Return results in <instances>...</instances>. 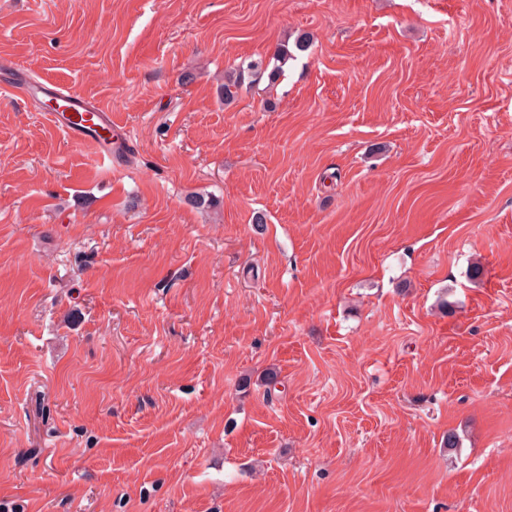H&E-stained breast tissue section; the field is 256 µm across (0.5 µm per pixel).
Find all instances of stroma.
Instances as JSON below:
<instances>
[{"label":"stroma","instance_id":"1","mask_svg":"<svg viewBox=\"0 0 512 512\" xmlns=\"http://www.w3.org/2000/svg\"><path fill=\"white\" fill-rule=\"evenodd\" d=\"M1 56L131 150L0 85V504L512 512V0H0ZM310 44V37L301 35L291 48L288 42L281 44L268 60H244L225 72L224 83L219 89L224 104H231L244 88L258 87L263 80L267 82V87H273L283 75V67L288 60L294 59L298 53L306 52ZM0 83L24 101L46 105L48 109L41 112H48L52 123L73 142L94 146L111 168L126 149L125 127L96 100L55 83L33 80L9 59L0 60Z\"/></svg>","mask_w":512,"mask_h":512}]
</instances>
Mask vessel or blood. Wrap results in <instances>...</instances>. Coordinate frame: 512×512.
Returning <instances> with one entry per match:
<instances>
[{
    "instance_id": "b4317fda",
    "label": "vessel or blood",
    "mask_w": 512,
    "mask_h": 512,
    "mask_svg": "<svg viewBox=\"0 0 512 512\" xmlns=\"http://www.w3.org/2000/svg\"><path fill=\"white\" fill-rule=\"evenodd\" d=\"M0 84L25 101L46 105L49 118L76 143L95 147L108 163L117 162L125 149L127 132L110 109L61 85L28 77L15 62L0 60Z\"/></svg>"
}]
</instances>
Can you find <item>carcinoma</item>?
<instances>
[{"label": "carcinoma", "instance_id": "carcinoma-1", "mask_svg": "<svg viewBox=\"0 0 512 512\" xmlns=\"http://www.w3.org/2000/svg\"><path fill=\"white\" fill-rule=\"evenodd\" d=\"M310 47V37L301 35L296 38L294 44L284 43L280 45L274 54L268 59H250L240 62L235 67L224 73V83L220 86L219 93L224 104L234 102L244 89L259 86L263 81L267 86H274L283 75V67L288 60L303 53Z\"/></svg>", "mask_w": 512, "mask_h": 512}]
</instances>
